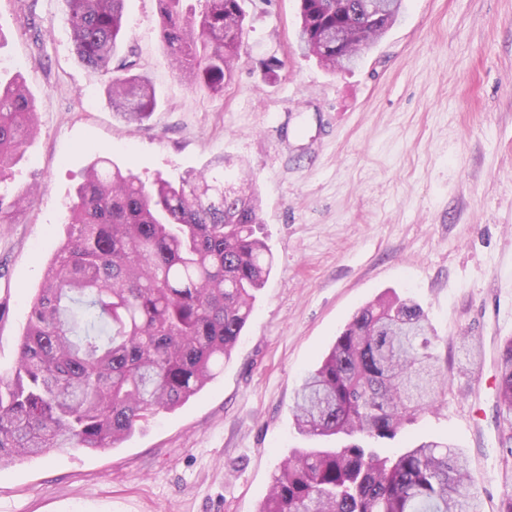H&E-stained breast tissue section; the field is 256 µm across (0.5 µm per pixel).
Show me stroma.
<instances>
[{
  "mask_svg": "<svg viewBox=\"0 0 512 512\" xmlns=\"http://www.w3.org/2000/svg\"><path fill=\"white\" fill-rule=\"evenodd\" d=\"M243 7L242 58L213 96L172 66L157 0H125L121 54L157 95L130 125L107 102V76L75 55L63 0H0V79L23 73L39 125L0 185L32 192L0 224V375L97 155L146 182L242 163L275 257L222 374L119 447L0 464V512H258L279 462L314 445L290 412L302 375L386 293L422 307L452 384L382 453L450 438L497 512L512 494L496 411L512 336V0H406L369 54L336 72L299 50V0ZM464 336L479 351L469 363Z\"/></svg>",
  "mask_w": 512,
  "mask_h": 512,
  "instance_id": "stroma-1",
  "label": "stroma"
}]
</instances>
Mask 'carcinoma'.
I'll list each match as a JSON object with an SVG mask.
<instances>
[{"mask_svg": "<svg viewBox=\"0 0 512 512\" xmlns=\"http://www.w3.org/2000/svg\"><path fill=\"white\" fill-rule=\"evenodd\" d=\"M159 36L189 84L224 93L243 49L244 0H157ZM404 0H300L297 44L336 69L329 28L361 33L354 60L399 19ZM78 59L110 75L113 111L129 124L157 106L154 87L117 59L124 0H66ZM20 75L0 82V182L37 131ZM28 192L0 193V224ZM67 239L30 311L14 375L0 379V462L52 451L117 448L136 427L173 412L224 370L273 266L256 235L252 178L224 184V160L173 183L146 185L108 157L90 166L69 204ZM504 481L512 479V337L497 361ZM447 373L422 307L383 295L347 324L297 389L293 417L309 439L344 435L340 448H297L282 460L260 512H482L481 492L449 438L395 459L375 444L434 405Z\"/></svg>", "mask_w": 512, "mask_h": 512, "instance_id": "cac0c4a2", "label": "carcinoma"}]
</instances>
